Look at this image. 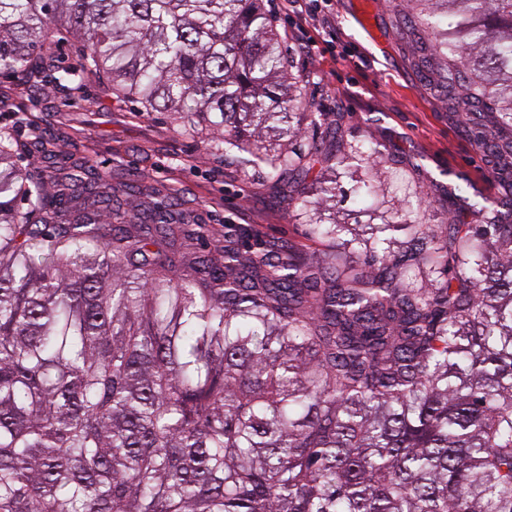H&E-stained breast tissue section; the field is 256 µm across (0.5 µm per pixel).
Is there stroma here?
<instances>
[{"label":"stroma","instance_id":"35a3bbf8","mask_svg":"<svg viewBox=\"0 0 512 512\" xmlns=\"http://www.w3.org/2000/svg\"><path fill=\"white\" fill-rule=\"evenodd\" d=\"M264 4L293 73L304 78L312 110L328 116L302 139L303 148L346 152L368 140L386 144L388 153L376 160L375 185L377 199L391 207L402 199L391 185L396 168L454 221L470 224L474 217L449 210V183L467 186L475 200L504 193L474 131L421 67L420 44L397 33L398 20L416 11L413 0H334L336 27L318 37L279 11L280 0ZM0 131L25 143L16 157L24 171L60 178L65 168L88 162L110 173L113 184L125 188L113 204L118 214L189 203L213 257L222 255L228 224L247 230L252 244L283 242L310 257L317 253L307 226L293 216L287 182L272 183L215 150L221 131L192 132L177 115L146 111L97 80L73 95L52 85L30 91L17 75H0ZM40 135L53 138L54 160L39 154Z\"/></svg>","mask_w":512,"mask_h":512}]
</instances>
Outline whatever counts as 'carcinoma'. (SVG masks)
Segmentation results:
<instances>
[{
    "instance_id": "1",
    "label": "carcinoma",
    "mask_w": 512,
    "mask_h": 512,
    "mask_svg": "<svg viewBox=\"0 0 512 512\" xmlns=\"http://www.w3.org/2000/svg\"><path fill=\"white\" fill-rule=\"evenodd\" d=\"M439 85L512 167V0H414ZM73 42L76 62L43 47ZM37 88L107 78L149 112L224 128V155L307 175L280 141L307 112L263 0H0V73ZM0 137V512H512V189L476 224L399 209L361 231L294 208L321 247L194 250L192 215L113 224L112 177L46 175ZM375 143L323 160L375 192ZM163 241L164 251L153 250ZM191 273L173 278L176 268Z\"/></svg>"
}]
</instances>
